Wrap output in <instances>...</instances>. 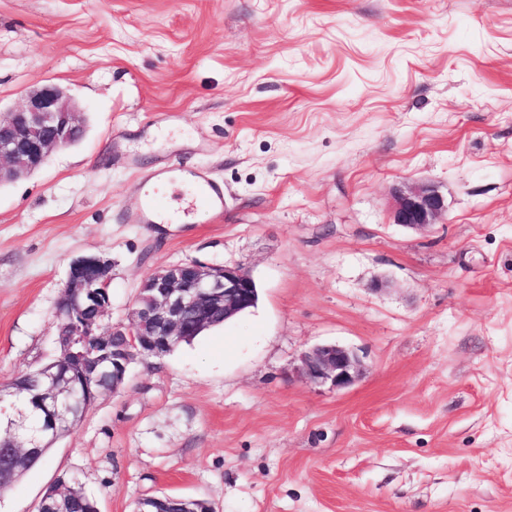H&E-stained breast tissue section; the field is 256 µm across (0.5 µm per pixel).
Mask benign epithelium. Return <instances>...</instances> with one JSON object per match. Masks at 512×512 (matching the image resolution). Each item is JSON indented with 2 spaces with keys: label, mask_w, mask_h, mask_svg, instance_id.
Segmentation results:
<instances>
[{
  "label": "benign epithelium",
  "mask_w": 512,
  "mask_h": 512,
  "mask_svg": "<svg viewBox=\"0 0 512 512\" xmlns=\"http://www.w3.org/2000/svg\"><path fill=\"white\" fill-rule=\"evenodd\" d=\"M84 130L79 110L62 89L45 84L30 92L24 103L0 114V183L18 179L43 164L56 149L68 147ZM448 213V202L439 187L427 182L396 189L391 208L394 224L424 230ZM112 259L104 253L71 259L57 312L58 335L68 337L64 355H75L77 366L88 359L112 363V392L123 387L132 363L162 358L172 353L189 332L187 315L204 323L222 317L228 321L251 307L256 284L241 267L204 265L188 261L152 272L143 287L152 294L136 301L128 323L104 333L74 319L80 299L101 292L109 294ZM361 372L358 356L336 345H318L301 357V373L314 383L336 389L352 385ZM58 376L38 394L47 423L40 435L51 442L71 430V422L58 412Z\"/></svg>",
  "instance_id": "7a95c632"
}]
</instances>
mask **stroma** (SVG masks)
<instances>
[{
	"label": "stroma",
	"instance_id": "obj_1",
	"mask_svg": "<svg viewBox=\"0 0 512 512\" xmlns=\"http://www.w3.org/2000/svg\"><path fill=\"white\" fill-rule=\"evenodd\" d=\"M47 82L78 144L0 184V383L46 364L68 264L238 265L251 311L161 358L0 494L72 477L99 512H512V0H0V113ZM209 170L222 218L138 224L143 175ZM433 182L439 224L392 223ZM321 344L362 373L300 372ZM448 213V202L439 187L427 182L396 189L391 208L392 223L424 230ZM301 373L314 383L344 389L352 385L361 372L358 356L350 349L336 345H318L301 357Z\"/></svg>",
	"mask_w": 512,
	"mask_h": 512
}]
</instances>
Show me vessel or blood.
Wrapping results in <instances>:
<instances>
[{"label":"vessel or blood","instance_id":"obj_1","mask_svg":"<svg viewBox=\"0 0 512 512\" xmlns=\"http://www.w3.org/2000/svg\"><path fill=\"white\" fill-rule=\"evenodd\" d=\"M186 178L190 186L192 208H203L214 217L224 214V188L209 172L198 170L188 175H181L174 168L160 170L148 177L139 197L138 216L147 224H162L174 222L175 216L169 212L164 197L159 191L161 184L177 179Z\"/></svg>","mask_w":512,"mask_h":512}]
</instances>
